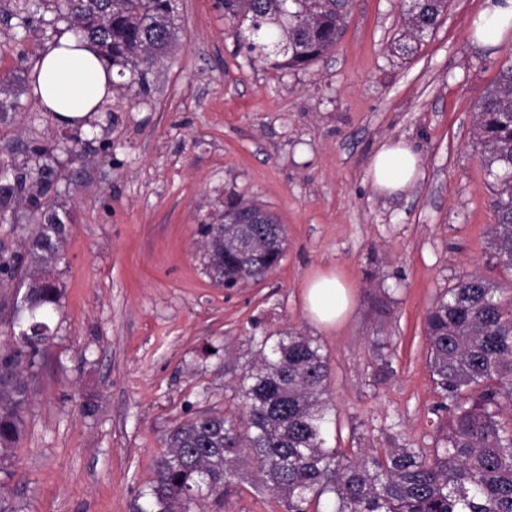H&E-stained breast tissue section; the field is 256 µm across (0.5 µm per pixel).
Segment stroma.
Returning a JSON list of instances; mask_svg holds the SVG:
<instances>
[{
    "label": "stroma",
    "mask_w": 512,
    "mask_h": 512,
    "mask_svg": "<svg viewBox=\"0 0 512 512\" xmlns=\"http://www.w3.org/2000/svg\"><path fill=\"white\" fill-rule=\"evenodd\" d=\"M482 4L449 0L405 56L395 49L399 0H353L334 50L299 70L240 50L217 0H177V43L148 90L121 89L85 126L64 129L36 100L31 71L66 24L54 0H0V95L16 105L0 120V169L30 172L43 163L33 147L54 146L53 204L67 229L55 338L29 378L0 512H136L170 430L204 411H238L250 336L291 328L329 359L326 447H433L444 417L427 310L471 273L512 298V271L489 247L493 191L472 136L478 103L512 63V38L470 41ZM28 11L33 27L11 38ZM399 139L419 153L421 175L382 195L370 160ZM231 198L274 213L288 240L264 280L229 291L206 273L200 225ZM29 213L22 197L0 222V254L22 253ZM327 271L354 296L331 331L306 318L302 290ZM378 336L390 342L385 376ZM203 508L287 512L249 480Z\"/></svg>",
    "instance_id": "1"
}]
</instances>
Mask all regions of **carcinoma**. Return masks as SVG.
Returning a JSON list of instances; mask_svg holds the SVG:
<instances>
[{
	"instance_id": "1",
	"label": "carcinoma",
	"mask_w": 512,
	"mask_h": 512,
	"mask_svg": "<svg viewBox=\"0 0 512 512\" xmlns=\"http://www.w3.org/2000/svg\"><path fill=\"white\" fill-rule=\"evenodd\" d=\"M237 42L273 68L305 69L334 49L349 12L347 0H221ZM75 36L99 47L119 78L142 86L175 37L174 0H58ZM448 0H401L402 43L411 52L440 24ZM473 133L494 187L497 224L490 248L512 270V64L478 105ZM59 175L47 168L29 202L37 229L27 257L0 255V285L24 289L13 305L17 347L0 351V473L25 433L29 400L25 372L52 340L61 304L55 276L66 224L51 206ZM26 183L0 184V214L12 209ZM259 213L261 224L201 225L206 269L226 288L269 275L283 258L286 231L277 217L249 201L224 213ZM428 365L439 409L450 415L431 448L396 444L346 454L324 447L330 422V366L317 338L297 331L252 336L254 358L237 381L241 415L199 414L169 433L139 512H200L213 494L235 489L251 468L260 486L288 512H308L328 496L331 512H512V304L478 274L449 288L425 316Z\"/></svg>"
}]
</instances>
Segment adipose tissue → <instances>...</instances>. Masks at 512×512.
I'll list each match as a JSON object with an SVG mask.
<instances>
[{
  "mask_svg": "<svg viewBox=\"0 0 512 512\" xmlns=\"http://www.w3.org/2000/svg\"><path fill=\"white\" fill-rule=\"evenodd\" d=\"M481 44L512 36V0H484L470 28ZM40 89V105L62 125L84 122L112 96L115 74L98 49L63 34L48 42L32 70ZM420 174V156L407 142L383 144L373 155L369 176L374 187L392 195L412 186ZM307 318L324 329L335 328L346 314L350 297L345 282L333 272H320L304 285Z\"/></svg>",
  "mask_w": 512,
  "mask_h": 512,
  "instance_id": "adipose-tissue-1",
  "label": "adipose tissue"
}]
</instances>
